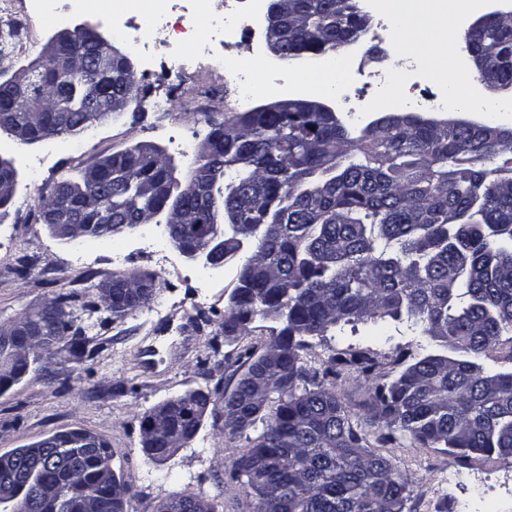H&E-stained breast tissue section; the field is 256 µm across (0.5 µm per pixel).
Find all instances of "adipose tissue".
I'll return each instance as SVG.
<instances>
[{"instance_id": "obj_1", "label": "adipose tissue", "mask_w": 512, "mask_h": 512, "mask_svg": "<svg viewBox=\"0 0 512 512\" xmlns=\"http://www.w3.org/2000/svg\"><path fill=\"white\" fill-rule=\"evenodd\" d=\"M453 18L446 8H439L434 15L425 17L413 11L399 15L391 33V44L398 52L433 49L432 75L453 78L457 49L450 37Z\"/></svg>"}]
</instances>
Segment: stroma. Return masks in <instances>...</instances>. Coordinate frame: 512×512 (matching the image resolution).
<instances>
[{
	"instance_id": "stroma-1",
	"label": "stroma",
	"mask_w": 512,
	"mask_h": 512,
	"mask_svg": "<svg viewBox=\"0 0 512 512\" xmlns=\"http://www.w3.org/2000/svg\"><path fill=\"white\" fill-rule=\"evenodd\" d=\"M255 0H239L246 26L232 52L241 60L261 56L268 76L300 78V62H280L267 47L255 19ZM112 0H101L93 12L62 10L56 22L33 18L32 39L14 56L0 58V81L36 59L58 31L94 24L100 34L130 56L145 96L126 112L93 123L77 135L24 144L0 129V159L16 170V186L7 214L0 215V326L34 312L60 289L77 293L81 301L95 300V284L130 273L156 278L155 294L147 304L100 328L87 318L91 354L71 352L68 342L57 345L8 390L0 391V454L34 446L60 432L87 431L101 437L112 451V467L128 486L124 512H156L165 499L184 491L199 492L214 501L218 512H256L257 499L232 478L233 463L242 452V439L224 434V421L209 407L197 435L166 462L149 456L141 446L140 416L170 398L192 390L228 393L245 371L243 350L261 354L269 339L266 322L255 320L248 335L211 342L235 286L234 268H216L189 261L170 244L164 224H145L107 239L81 238L64 242L38 221L39 199L59 181L77 178L80 171L102 158L141 144L158 148L170 161L174 175L187 182L199 144L211 120L228 112H244L283 99L319 100L335 107L341 121L360 131L388 106L381 78L403 69L408 57L397 52L371 20L357 46L344 50L350 63L343 88L307 92L282 88L246 94L225 82L219 66L197 68V47L213 32L201 26L184 34L180 55L162 46L142 53L129 40L114 39ZM191 76L182 95H169L179 65ZM405 111L432 116L464 115L491 125L512 126V94L484 90L465 59L457 61V84L419 80L405 87ZM30 264L34 273L21 277ZM427 341L406 325H341L312 341L307 361L352 351L375 353L385 373L398 374V353H422ZM336 390L352 423L378 435L367 406L371 383L348 373ZM407 476L404 512H512V459L476 458L459 463L446 448L421 447L409 437L382 447Z\"/></svg>"
}]
</instances>
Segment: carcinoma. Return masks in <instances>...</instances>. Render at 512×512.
Returning a JSON list of instances; mask_svg holds the SVG:
<instances>
[{"instance_id": "cac0c4a2", "label": "carcinoma", "mask_w": 512, "mask_h": 512, "mask_svg": "<svg viewBox=\"0 0 512 512\" xmlns=\"http://www.w3.org/2000/svg\"><path fill=\"white\" fill-rule=\"evenodd\" d=\"M367 31L359 0H284V59L309 64L339 53ZM512 44V24L494 19L465 34L491 65ZM87 62L64 59L60 68L28 71L25 93L50 96L43 112L14 118L41 132L77 135L90 126L89 99L134 89L135 77L95 60L93 45L64 46ZM437 134L430 116L386 112L357 136L329 112H226L213 120L211 153H198L194 173L209 176L203 193L194 179L182 187L161 151L138 145L104 157L102 194H81L79 179L60 181L70 224L91 237L110 227L112 236L148 219L187 206L182 223L167 229L170 243L207 245L228 218L252 225L240 244L227 227L224 263L237 264L236 285L224 309V339L250 331L258 318L270 323V340L253 356L224 411L242 408L245 422L227 434L262 432L233 464L232 474L255 493L263 512H404L408 479L386 456L371 450L367 433L354 427L329 384L349 372L373 382L372 420L385 432L407 433L427 447L442 445L460 463L472 455L512 458V371H492L481 359L504 336L512 341V128L454 116ZM78 296L60 291L51 302L60 320L56 335L85 348L84 329L72 317ZM92 313L118 318L128 298L112 307L90 302ZM395 321L432 343L434 351L407 361L390 382L377 380L378 360L366 351L335 354L319 368L304 365L309 339L340 324ZM264 389L245 395L255 370ZM203 415H172L174 426L198 431ZM50 447L38 481L57 488L58 512H80V490L94 477L96 458L85 459L76 477H62L64 450Z\"/></svg>"}]
</instances>
